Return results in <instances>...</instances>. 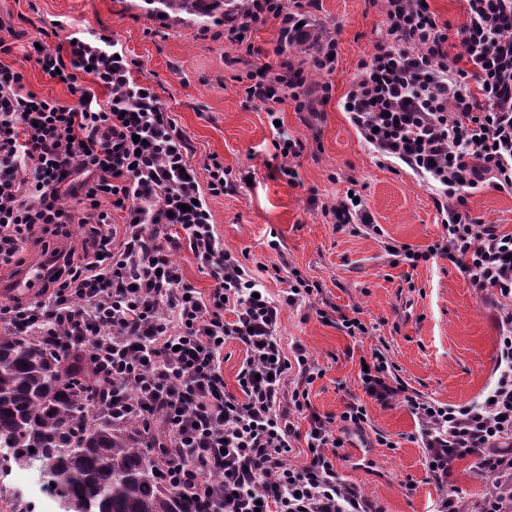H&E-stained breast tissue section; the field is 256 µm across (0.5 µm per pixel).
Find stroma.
Returning a JSON list of instances; mask_svg holds the SVG:
<instances>
[{"label":"stroma","instance_id":"35a3bbf8","mask_svg":"<svg viewBox=\"0 0 512 512\" xmlns=\"http://www.w3.org/2000/svg\"><path fill=\"white\" fill-rule=\"evenodd\" d=\"M141 0H0V19L12 29L11 51L0 61L24 69L27 90L65 105L78 98L29 60L32 41L56 48L71 34L112 38L132 63V76L149 86L187 143V162L207 185L211 158L228 173L219 196L204 193L210 222L249 271L263 280L269 295L282 299L288 270L319 283L322 294L284 307L278 334L284 344L302 343L320 369L308 385L312 407L339 417L361 397V359L387 348L398 376L424 397L451 407L480 399L495 379L500 304L471 288L445 259L410 267L393 263L381 244L389 239L416 249L440 240L442 217L428 185L401 166L380 162L351 125L345 96L358 63L386 37V20L372 0H318L317 33L334 37L336 69L324 75L331 85L318 116L296 111L291 99L263 104L246 98L241 79L256 66L278 65L272 49L279 27L257 25L254 54L224 41V29L172 24L146 16ZM282 125L273 129L269 113ZM300 139L297 185L279 171L278 132ZM360 194L383 236L365 229L337 230L313 198ZM468 213L485 224L512 232V194L487 188L467 196ZM359 315L368 332L348 336L341 316ZM364 433L344 438L336 466L370 499L374 512H432L442 496L432 481L417 440L418 424L400 404L367 406ZM387 445H380L378 437ZM370 450L375 465L358 470L346 448ZM472 455L453 461L448 487L463 512L486 493Z\"/></svg>","mask_w":512,"mask_h":512}]
</instances>
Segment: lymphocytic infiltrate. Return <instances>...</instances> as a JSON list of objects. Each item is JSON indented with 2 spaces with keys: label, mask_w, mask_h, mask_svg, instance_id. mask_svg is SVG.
<instances>
[{
  "label": "lymphocytic infiltrate",
  "mask_w": 512,
  "mask_h": 512,
  "mask_svg": "<svg viewBox=\"0 0 512 512\" xmlns=\"http://www.w3.org/2000/svg\"><path fill=\"white\" fill-rule=\"evenodd\" d=\"M224 22V39L249 46L256 24L275 19L274 49L313 41L309 69L264 64L247 73V99L291 97L317 115L331 87L310 72L336 68L335 39L314 34L317 0H242ZM461 51L448 53V23L422 0H383L387 37L358 64L346 101L349 119L377 157L396 159L432 181L444 234L424 249L397 246L410 266L441 257L479 292L512 299V233L465 210L473 191L512 193V0H466ZM33 58L78 102L63 105L28 91L24 75L0 64V269L20 267L28 246L58 239L35 299L0 301V324L42 337L54 348L86 350L105 413L156 438L163 479L210 512H372L332 459L343 440L336 428L364 430V404L340 417L320 415L306 387L317 369L300 343L278 334L283 305L321 295L295 277L283 301L272 299L246 266L225 251L200 200L187 146L156 94L135 81L110 38H76ZM89 71L91 86L78 82ZM108 93L98 102L96 89ZM82 194L83 216L65 205ZM110 209H103V202ZM124 213L122 229L113 210ZM87 229L73 244L70 226ZM191 251L214 281L201 296L173 252ZM501 369L482 400L455 408L409 388L381 350H374L363 392L380 406L404 402L419 425L431 479L447 485L452 462L476 458V473L512 474V311L498 320ZM245 356L238 392L224 385V344ZM309 422L299 433L297 419ZM307 460L292 466L296 441Z\"/></svg>",
  "instance_id": "f902f5d3"
}]
</instances>
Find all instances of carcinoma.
I'll return each mask as SVG.
<instances>
[{"instance_id": "obj_1", "label": "carcinoma", "mask_w": 512, "mask_h": 512, "mask_svg": "<svg viewBox=\"0 0 512 512\" xmlns=\"http://www.w3.org/2000/svg\"><path fill=\"white\" fill-rule=\"evenodd\" d=\"M234 0H143L173 21L224 19ZM96 391L82 356L52 351L33 336L0 332V448L17 467L38 469L59 512H195V503L156 475L153 447L134 427L95 417ZM35 451H30V448ZM9 512H30L0 481Z\"/></svg>"}]
</instances>
